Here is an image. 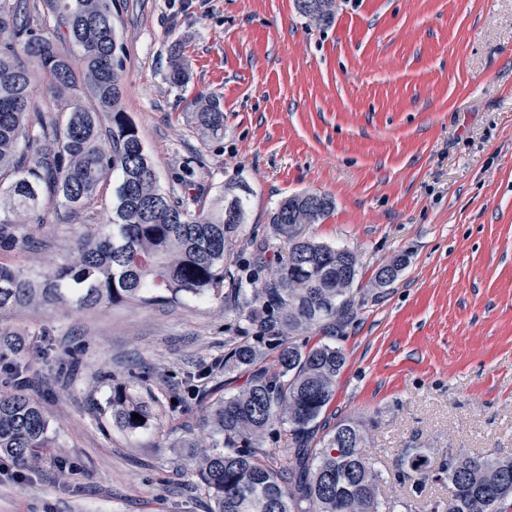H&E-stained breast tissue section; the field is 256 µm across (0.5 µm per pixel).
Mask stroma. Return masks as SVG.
Returning a JSON list of instances; mask_svg holds the SVG:
<instances>
[{
	"instance_id": "obj_1",
	"label": "stroma",
	"mask_w": 512,
	"mask_h": 512,
	"mask_svg": "<svg viewBox=\"0 0 512 512\" xmlns=\"http://www.w3.org/2000/svg\"><path fill=\"white\" fill-rule=\"evenodd\" d=\"M123 107L163 190L212 200L251 190L246 233L268 265L288 253L281 199L317 192L330 213L301 235L355 252L361 307L332 339L346 356L326 412L369 423L368 456L394 512L447 501L400 482L396 458L425 449L512 456V0H335L332 24L294 0H114ZM180 54L191 80L166 76ZM214 94L224 129L204 136L187 102ZM113 179L68 219L46 202L0 263L39 274L67 262L85 226L112 213ZM408 262L389 286L378 266ZM238 318L220 300L0 312L37 370L28 393L61 454L24 481L0 475V512H202L178 442L205 431L207 402L171 409L185 371L223 356ZM152 391L153 418L113 424L114 388Z\"/></svg>"
}]
</instances>
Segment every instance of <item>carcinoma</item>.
Segmentation results:
<instances>
[{"instance_id":"obj_1","label":"carcinoma","mask_w":512,"mask_h":512,"mask_svg":"<svg viewBox=\"0 0 512 512\" xmlns=\"http://www.w3.org/2000/svg\"><path fill=\"white\" fill-rule=\"evenodd\" d=\"M311 4L295 0L301 15L331 24L334 0H324L317 15ZM52 6L65 20L62 37L46 25L34 27L28 0H0V249L19 244L18 227L30 223L48 197L74 215L92 208L110 175L116 178L112 215L78 238L67 263L43 276L0 265V311L224 299L246 322L227 344L224 369L245 368L250 378L211 409L204 438L182 444L185 469L204 495L203 512H383L382 474L364 453L366 424L343 419L314 440L345 365L344 351L297 341L303 333L334 332L354 317L355 254L298 237L299 215L312 208L317 222L332 200L301 193L279 203L272 223L288 241V256L260 277L267 268L262 241L240 239L246 184L231 181L225 189L240 188L234 200L221 194L194 210L160 187L122 108L112 0H52ZM67 44L82 52L79 73ZM37 77L50 89L45 104L33 99ZM167 80L177 88L190 82L177 54ZM83 88L95 100L91 109L81 104ZM189 106L199 130H224L218 97L200 93ZM20 350L18 338L0 336V457L22 474L49 458L66 475L72 465L53 453L47 418L14 385L29 372ZM269 352L277 353L274 371L258 367ZM216 368L199 363L186 372L176 406L203 396ZM109 408L112 422L129 431L145 428L153 415L151 400L122 388L112 391ZM283 436L286 461L277 467L264 445ZM396 465L403 479L448 481V502L430 512H504L512 497V457L450 455L434 470L424 449L405 448Z\"/></svg>"}]
</instances>
